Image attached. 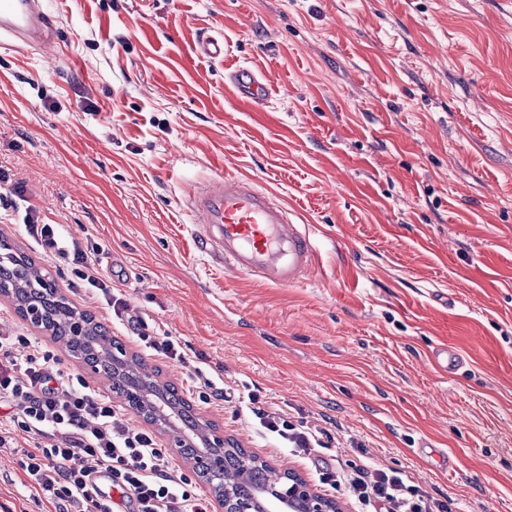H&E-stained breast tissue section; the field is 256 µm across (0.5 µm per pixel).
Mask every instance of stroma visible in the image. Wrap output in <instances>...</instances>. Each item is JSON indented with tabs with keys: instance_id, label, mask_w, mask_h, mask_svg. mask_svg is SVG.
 I'll list each match as a JSON object with an SVG mask.
<instances>
[{
	"instance_id": "stroma-1",
	"label": "stroma",
	"mask_w": 512,
	"mask_h": 512,
	"mask_svg": "<svg viewBox=\"0 0 512 512\" xmlns=\"http://www.w3.org/2000/svg\"><path fill=\"white\" fill-rule=\"evenodd\" d=\"M56 47L0 36V173L44 223L100 259L96 276L183 360L145 351L71 268L21 228L0 239L50 272L198 417L343 512L351 464L393 469L447 512H512V0H49ZM226 54L198 57L201 35ZM69 65L58 61V54ZM251 66L261 110L225 74ZM221 171L253 176L309 224L310 277L274 287L213 265L185 199ZM0 332L50 333L0 296ZM461 359L435 364L438 348ZM203 369L224 396L202 402ZM319 432L310 453L250 411ZM0 512H51L15 431Z\"/></svg>"
}]
</instances>
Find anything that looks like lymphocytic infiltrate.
Here are the masks:
<instances>
[{"mask_svg": "<svg viewBox=\"0 0 512 512\" xmlns=\"http://www.w3.org/2000/svg\"><path fill=\"white\" fill-rule=\"evenodd\" d=\"M23 227L46 257L69 264L92 296L104 298L115 315L125 312L124 299L95 277L94 252L58 225L42 223L36 212L26 211ZM0 410L43 438V445L25 450L21 467L55 512H119L121 499L130 512H209L149 433L131 429L109 397L91 391L80 375L61 371L55 355L28 337L0 336ZM253 413L290 447L307 452L319 444L316 433L280 413L259 407ZM346 482L359 504H379V512H433L397 472L369 473L355 465Z\"/></svg>", "mask_w": 512, "mask_h": 512, "instance_id": "obj_1", "label": "lymphocytic infiltrate"}]
</instances>
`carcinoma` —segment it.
Returning <instances> with one entry per match:
<instances>
[{
	"label": "carcinoma",
	"mask_w": 512,
	"mask_h": 512,
	"mask_svg": "<svg viewBox=\"0 0 512 512\" xmlns=\"http://www.w3.org/2000/svg\"><path fill=\"white\" fill-rule=\"evenodd\" d=\"M0 290L13 298L19 313L33 300L41 302L45 309V329L51 331L54 339L63 342L74 358L94 360L98 371L111 382L110 389L116 395H123L128 385L140 380L135 372L122 378L112 376V349L119 342L109 335L104 326L70 305L59 294L54 281L40 271L25 253H14L0 263ZM78 318L85 320L90 327L84 335L72 336L68 327ZM162 390L175 400L187 419L196 421L193 408L178 395L175 386L166 384ZM205 482L215 488L226 484L239 501L253 507L252 512H267L273 506V491L281 488L284 477L266 464L255 462L244 449L232 447L224 449V469L205 477Z\"/></svg>",
	"instance_id": "obj_1"
}]
</instances>
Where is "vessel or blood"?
Here are the masks:
<instances>
[{
	"label": "vessel or blood",
	"mask_w": 512,
	"mask_h": 512,
	"mask_svg": "<svg viewBox=\"0 0 512 512\" xmlns=\"http://www.w3.org/2000/svg\"><path fill=\"white\" fill-rule=\"evenodd\" d=\"M57 22L43 0H0V33L24 43H55ZM228 86L234 101L252 107L270 95L269 85L247 66L230 72ZM187 206L199 251L226 270L288 286L306 279L316 263L308 225L250 177L212 175L193 188Z\"/></svg>",
	"instance_id": "1"
}]
</instances>
